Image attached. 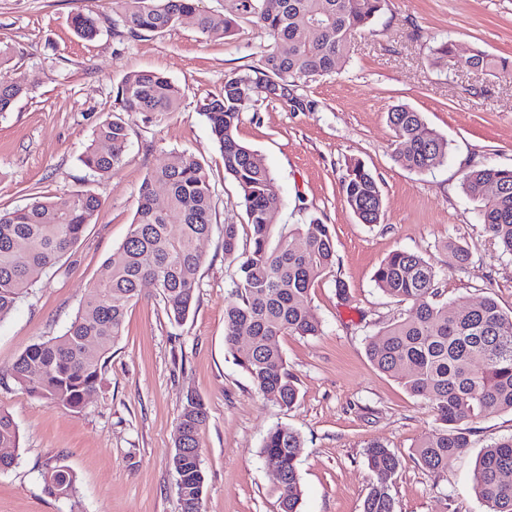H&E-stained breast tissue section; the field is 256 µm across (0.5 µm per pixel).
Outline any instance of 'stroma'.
<instances>
[{
    "mask_svg": "<svg viewBox=\"0 0 512 512\" xmlns=\"http://www.w3.org/2000/svg\"><path fill=\"white\" fill-rule=\"evenodd\" d=\"M201 7L237 18L235 34L211 38L186 18L161 33L123 38L112 30V0H0V40L23 53L21 67L0 66V82L16 81L23 68L36 75L13 109L0 113V211L76 191L102 203L74 251L0 322V408L20 435L13 466L0 472V512H180L172 456L176 419L190 393L208 413L201 435L203 512H279L278 482L260 457L277 425L298 431L304 442L301 512H362L373 484L365 452L373 443L400 459L391 486L396 512H486L473 490L475 460L486 445L512 434V413L479 420L473 448L447 471L432 473L415 454L435 426L429 403L378 370L366 345L406 310L374 281L396 250L433 264L440 301L476 303L492 295L512 310V256L485 233L476 203L461 188L471 168L512 167V77L464 64L477 48L512 62V0H392L374 33L355 36L335 73L301 85L314 111L261 98L243 113L237 135L275 179L277 223L319 219L336 243L334 266L308 297L321 334L279 339L299 389L288 409L258 393L224 344V304L237 280L236 264L224 257V227L236 225L242 252L251 246V228L210 126L196 110L200 100L223 92L225 78L252 64L269 39L240 18L239 0H203ZM78 12L98 19L96 39L75 36ZM448 39L452 55L437 54ZM143 69L174 81L182 107L159 122L122 113L130 133L123 161L112 175L91 177L79 157L98 118L113 110L118 83ZM398 104L422 112L450 141L447 164L418 173L394 161L387 113ZM184 150L208 170L215 204L188 317L171 320L156 288L144 285L123 336L105 353L101 384L81 410L20 390L11 378L18 355L69 325L102 263L125 239L144 179ZM356 160L377 179L380 223H359L340 195ZM451 240L468 246V264L451 265ZM339 279L347 298L336 293ZM59 458L77 475L68 499L50 496L41 477Z\"/></svg>",
    "mask_w": 512,
    "mask_h": 512,
    "instance_id": "obj_1",
    "label": "stroma"
}]
</instances>
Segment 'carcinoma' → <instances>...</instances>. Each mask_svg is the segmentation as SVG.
<instances>
[{"label": "carcinoma", "mask_w": 512, "mask_h": 512, "mask_svg": "<svg viewBox=\"0 0 512 512\" xmlns=\"http://www.w3.org/2000/svg\"><path fill=\"white\" fill-rule=\"evenodd\" d=\"M201 0H113L115 34L132 37L162 32L185 18L201 33L232 35L237 19L208 13ZM390 0H240V16L271 39L255 63L225 78L222 94L198 104L224 158V171L236 182L248 224L251 248L237 254V225H224V256L238 262L236 289L224 305V342L235 351L241 330L249 346L234 359L266 399L289 408L298 398L278 338L316 336L321 323L306 305L310 290L331 268L336 244L327 225L316 220L276 227L269 202L276 194L270 171L237 137L243 112L261 95L283 100L295 110H312L313 102L296 95L299 83L336 72L354 36L370 28ZM322 30L312 39L313 27ZM75 33L92 40L99 33L90 15L74 18ZM469 68L496 73L509 62L476 49L465 58ZM27 76L0 85V113L11 109L27 90ZM182 93L168 77L132 71L115 91L117 112H147L160 121L181 110ZM394 132L393 157L401 166L430 172L448 160L449 142L425 122L422 113L398 105L387 113ZM129 132L116 112L101 119L94 139L80 157L92 175L107 176L125 155ZM166 188L164 204L155 187ZM463 192L478 203L480 223L503 251L512 255V168L485 166L465 172ZM496 192L488 194V188ZM343 201L362 224L383 217V199L373 174L357 161L341 183ZM100 199L89 191L37 196L23 207L0 212V321L27 290L78 245L96 222ZM213 195L204 165L187 151L173 153L152 170L140 187L130 230L103 262L74 320L65 331L27 347L11 372L15 384L53 406L83 408L102 380L105 346L123 336L130 306L142 284L153 281L168 315L180 322L189 314L204 256L201 240L213 230ZM439 272L423 256L397 250L379 266L377 286L409 305L405 317L372 336L367 351L373 364L396 378L411 394L431 405L437 427L415 452L432 473L474 444L473 424L492 411L512 412V311L492 297L474 305L437 301ZM208 419L197 395L186 396L177 417V451L172 464L181 512H202L206 475L199 459L200 439ZM19 431L0 408V448H17ZM303 448L295 430L277 425L263 442L264 466L278 471L280 512H300L302 490L297 461ZM367 463L375 484L363 512H396L391 484L400 461L390 449L373 444ZM45 489L57 498L76 492L77 477L57 460L42 472ZM473 484L487 512H512V435L484 447L477 458Z\"/></svg>", "instance_id": "obj_1"}]
</instances>
